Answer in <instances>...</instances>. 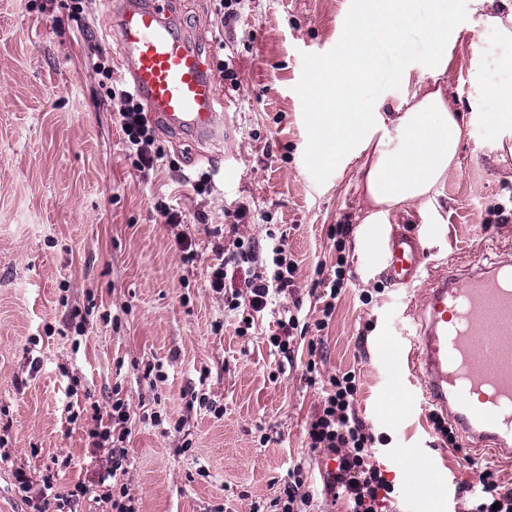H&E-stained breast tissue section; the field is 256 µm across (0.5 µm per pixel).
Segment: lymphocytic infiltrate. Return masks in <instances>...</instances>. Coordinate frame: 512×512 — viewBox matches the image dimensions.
I'll use <instances>...</instances> for the list:
<instances>
[{"label":"lymphocytic infiltrate","instance_id":"f902f5d3","mask_svg":"<svg viewBox=\"0 0 512 512\" xmlns=\"http://www.w3.org/2000/svg\"><path fill=\"white\" fill-rule=\"evenodd\" d=\"M109 98L120 100V126L124 134L126 151L133 165L142 172L161 168L164 155L155 148L154 130L141 101L124 86L107 88ZM235 264L258 265L259 270L245 279L250 316L265 311L276 296L293 287L298 264L288 258L285 241L272 239L264 251H256L251 243L237 239L233 242ZM236 298L224 302L228 310H238ZM359 381L354 372L348 371L330 376L323 388L318 409L306 424L305 431L310 448L322 450L337 462L323 480L327 493L343 497L347 512H382L394 487L377 467L373 435L368 431L356 409ZM96 424L88 432L92 449L110 448L112 466L106 471L112 477L103 497L110 512H140L139 501L128 488L116 482L115 477L127 460L125 442L129 436L126 423L128 408L123 399H115L105 409L96 411ZM19 489L30 494L33 512H67L74 499L83 495V486H75L67 493H53L52 475L43 478L42 491H34L33 484L24 471L15 474Z\"/></svg>","mask_w":512,"mask_h":512}]
</instances>
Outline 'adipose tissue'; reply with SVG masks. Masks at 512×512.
Instances as JSON below:
<instances>
[{"instance_id": "1", "label": "adipose tissue", "mask_w": 512, "mask_h": 512, "mask_svg": "<svg viewBox=\"0 0 512 512\" xmlns=\"http://www.w3.org/2000/svg\"><path fill=\"white\" fill-rule=\"evenodd\" d=\"M416 0H359L346 40L333 60L316 64L307 85L313 130L311 160L321 169L331 159L362 158V177L355 182L364 210L365 242H374L392 210L425 207L444 182L459 169L458 152L469 117L448 97L439 82L451 62L448 45L458 30L451 24L446 0L434 13L430 39L433 51L412 93L380 107L359 95L351 80L372 73L377 47L395 36V23L410 18ZM504 81L492 89L498 107L478 113L499 135V147L512 153V54L500 57Z\"/></svg>"}]
</instances>
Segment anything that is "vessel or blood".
Instances as JSON below:
<instances>
[{
  "instance_id": "1",
  "label": "vessel or blood",
  "mask_w": 512,
  "mask_h": 512,
  "mask_svg": "<svg viewBox=\"0 0 512 512\" xmlns=\"http://www.w3.org/2000/svg\"><path fill=\"white\" fill-rule=\"evenodd\" d=\"M115 24L120 62L149 117L195 140L217 136L227 101L197 42L164 0H122ZM376 268L393 287L425 288L403 363L420 379L419 406L443 415L462 445L512 462V253L431 275L419 239L398 230L375 244ZM401 485L427 494L432 473L403 472Z\"/></svg>"
}]
</instances>
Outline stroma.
Here are the masks:
<instances>
[{
	"label": "stroma",
	"instance_id": "1",
	"mask_svg": "<svg viewBox=\"0 0 512 512\" xmlns=\"http://www.w3.org/2000/svg\"><path fill=\"white\" fill-rule=\"evenodd\" d=\"M356 6L247 0L225 26L220 0H175L208 65L225 62L236 81L220 85L229 112L220 140L190 146L156 131L169 165L143 173L125 154L121 104L92 66L106 56L113 83L127 80L107 0H91L79 18L67 0H0V512H32L16 471L37 484L64 458L71 464L58 468L56 491L85 485L75 512H103L97 481L109 453L90 454L86 432L93 405L116 397L129 412L118 479L141 512H270L296 465L317 512H345L344 502L321 494L330 459L309 448L305 422L321 381L347 371L359 378L357 410L386 479L397 482L422 455L446 460L454 479L420 506L396 496L398 512H468L486 460L448 445L434 427L413 428L416 381L391 386L385 368L398 353L388 340L397 297L418 307L424 295L391 288L361 246L359 160L309 167L303 58H334ZM433 6L418 0L400 41L383 48L379 70L361 81L368 98L407 93L399 73L428 57ZM450 9L460 33L440 82L462 111H494L495 61L512 46L481 23L470 0H451ZM496 142L494 131L473 124L458 173L432 202L391 214L390 224L419 238L431 272L512 246V156L498 161ZM204 174L212 188L199 195L192 184ZM164 205L181 214L180 226L166 224ZM240 208L244 217L233 220ZM340 224L350 232L338 240ZM180 231L195 242L193 262L175 246ZM272 233L285 235L297 276L241 337L238 315L225 311L206 271L217 247L240 237L262 249ZM340 257L347 288L319 331L311 290L333 279ZM296 302L309 337L322 340L316 385L304 368L307 339L285 370L267 343L282 308ZM150 365L160 374L146 375Z\"/></svg>",
	"mask_w": 512,
	"mask_h": 512
}]
</instances>
